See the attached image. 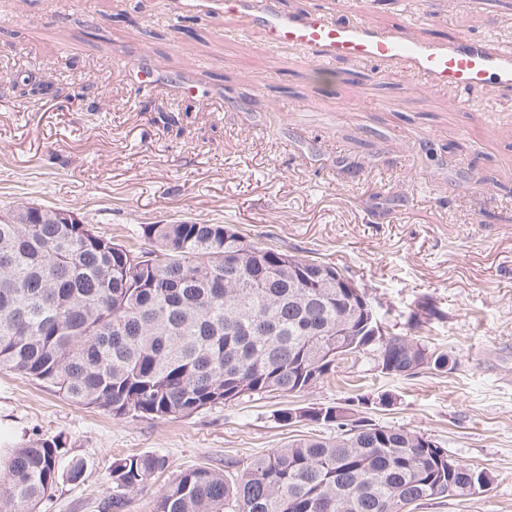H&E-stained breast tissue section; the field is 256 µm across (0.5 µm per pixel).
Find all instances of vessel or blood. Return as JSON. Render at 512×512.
I'll list each match as a JSON object with an SVG mask.
<instances>
[{"label":"vessel or blood","mask_w":512,"mask_h":512,"mask_svg":"<svg viewBox=\"0 0 512 512\" xmlns=\"http://www.w3.org/2000/svg\"><path fill=\"white\" fill-rule=\"evenodd\" d=\"M205 9L246 18L265 46L298 49L313 62L339 61L373 67H405L422 83L465 96L475 89L512 88V44L489 45L476 37L415 42L402 30L342 21L322 0L300 14H284L277 0H204Z\"/></svg>","instance_id":"1"}]
</instances>
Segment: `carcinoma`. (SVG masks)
I'll use <instances>...</instances> for the list:
<instances>
[{"instance_id": "obj_1", "label": "carcinoma", "mask_w": 512, "mask_h": 512, "mask_svg": "<svg viewBox=\"0 0 512 512\" xmlns=\"http://www.w3.org/2000/svg\"><path fill=\"white\" fill-rule=\"evenodd\" d=\"M20 202L0 209V371L115 419L188 416L203 408L299 393L342 361L410 378L448 367V352L413 333L372 335L369 310L336 284L300 287L278 265L284 251L258 246L230 224H144L151 259L90 224L22 223ZM308 418L336 427L252 460L239 477L206 466L162 489L156 512H402L404 503L481 493L490 472L468 465L448 477V453L422 435L353 419L336 406ZM65 442L32 439L0 476V512H39L61 477ZM166 459L112 463L115 493L102 512H125L124 490L145 485Z\"/></svg>"}]
</instances>
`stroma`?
Returning <instances> with one entry per match:
<instances>
[{"label": "stroma", "mask_w": 512, "mask_h": 512, "mask_svg": "<svg viewBox=\"0 0 512 512\" xmlns=\"http://www.w3.org/2000/svg\"><path fill=\"white\" fill-rule=\"evenodd\" d=\"M330 14L430 41H512V0H324ZM185 0H0V206L72 210L115 242L145 224H230L260 245L342 270L404 329L423 325L455 362L446 372L367 378L361 364L300 394L272 392L192 415L121 420L0 371V456L62 437L84 460L40 512H100L115 459L164 457L167 469L128 489L126 512H156L180 472L240 473L256 456L336 431L278 421L289 407H349L387 392L374 423L439 442L489 471L480 494L414 512H512V90L463 100L410 72L358 74L339 61L313 77L290 49H267L247 19L190 15ZM54 82L57 97L12 88ZM185 113L182 135L153 123L142 100ZM434 149L422 159L420 146Z\"/></svg>", "instance_id": "obj_1"}]
</instances>
